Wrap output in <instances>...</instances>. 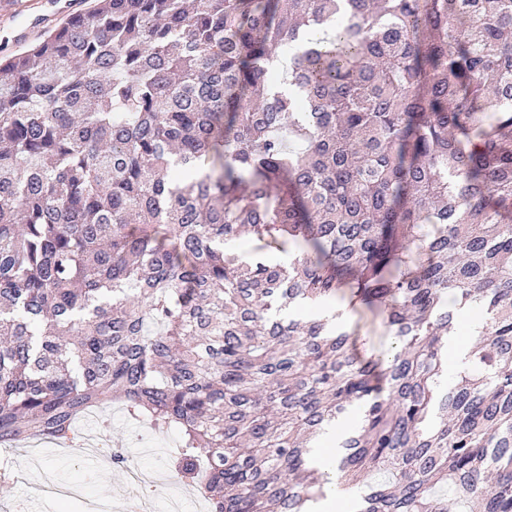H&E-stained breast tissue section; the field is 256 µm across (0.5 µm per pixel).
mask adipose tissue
Instances as JSON below:
<instances>
[{"label": "adipose tissue", "mask_w": 512, "mask_h": 512, "mask_svg": "<svg viewBox=\"0 0 512 512\" xmlns=\"http://www.w3.org/2000/svg\"><path fill=\"white\" fill-rule=\"evenodd\" d=\"M463 321L462 333H449L443 339L444 351L449 362L459 363L465 360L471 339L477 338L484 327V320L472 306H463L459 312ZM358 415L349 412L327 427L316 442L313 463L317 469L326 473L329 483L326 497L315 503L312 512H353L351 508L352 491L337 470L339 459L344 455L343 444L354 432Z\"/></svg>", "instance_id": "1"}]
</instances>
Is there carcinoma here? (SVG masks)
Instances as JSON below:
<instances>
[{
	"mask_svg": "<svg viewBox=\"0 0 512 512\" xmlns=\"http://www.w3.org/2000/svg\"><path fill=\"white\" fill-rule=\"evenodd\" d=\"M511 216L512 0H99L0 61V447L120 401L211 512H308L359 405L358 512H512ZM303 313H309L328 321L329 325L336 328V331L344 328V324H347L349 312L342 306H312L304 305ZM483 316V315H482ZM471 305H464L459 317L463 320L464 335L462 337L457 332H451L443 339L444 351L448 355V363H461L467 357L471 339L479 337L483 330L484 320ZM366 322L367 324H365ZM349 328L358 332V336H352V340L356 350L363 358L366 353L374 357L384 354L391 348V339L387 334L382 317L376 318L372 324L370 316L360 319V314L353 312Z\"/></svg>",
	"mask_w": 512,
	"mask_h": 512,
	"instance_id": "cac0c4a2",
	"label": "carcinoma"
}]
</instances>
